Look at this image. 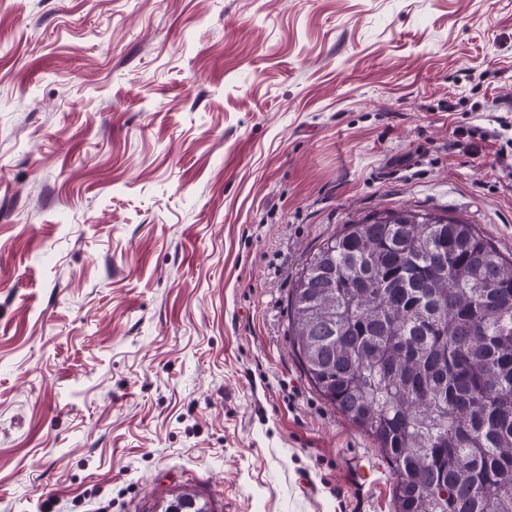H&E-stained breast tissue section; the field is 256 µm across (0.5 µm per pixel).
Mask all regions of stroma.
<instances>
[{
  "label": "stroma",
  "instance_id": "obj_1",
  "mask_svg": "<svg viewBox=\"0 0 512 512\" xmlns=\"http://www.w3.org/2000/svg\"><path fill=\"white\" fill-rule=\"evenodd\" d=\"M512 0H0V512H393L288 295L342 224L512 257ZM480 128L471 129L467 131V136L471 138H476L475 136H478L479 140L484 143V145H477L472 144V146L475 148V152H480L481 149L488 150L491 152H488L489 155L493 156V162L497 164L498 166L509 169L511 171L512 169V146H510V140H506V147H510V153L506 149V147L501 144L499 147H497V143L495 142L497 139L491 138L492 136L488 134L487 132L480 131Z\"/></svg>",
  "mask_w": 512,
  "mask_h": 512
}]
</instances>
